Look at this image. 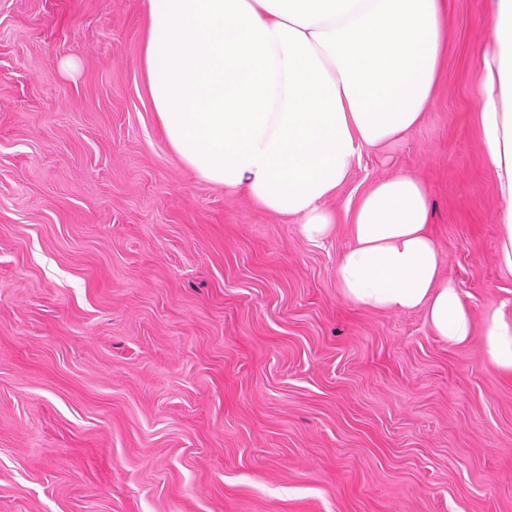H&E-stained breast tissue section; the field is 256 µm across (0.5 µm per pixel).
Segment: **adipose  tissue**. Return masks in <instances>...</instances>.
Instances as JSON below:
<instances>
[{"label": "adipose tissue", "mask_w": 512, "mask_h": 512, "mask_svg": "<svg viewBox=\"0 0 512 512\" xmlns=\"http://www.w3.org/2000/svg\"><path fill=\"white\" fill-rule=\"evenodd\" d=\"M143 71L168 147L201 179L331 234L327 202L362 154L422 123L448 31L443 0H146ZM480 28L477 128L503 203L497 262L512 269V0ZM428 193L408 174L377 181L349 214L337 262L348 301L424 311L464 344L472 316L427 231ZM491 365L512 372V319L486 317Z\"/></svg>", "instance_id": "obj_1"}]
</instances>
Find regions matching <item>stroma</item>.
<instances>
[{
  "mask_svg": "<svg viewBox=\"0 0 512 512\" xmlns=\"http://www.w3.org/2000/svg\"><path fill=\"white\" fill-rule=\"evenodd\" d=\"M447 3L426 120L363 154L312 240L168 147L145 0H0V512H512L491 3ZM397 173L428 190L467 344L337 287L348 208ZM484 346L491 365L499 371L511 373L512 319H506L499 311L488 314Z\"/></svg>",
  "mask_w": 512,
  "mask_h": 512,
  "instance_id": "1",
  "label": "stroma"
}]
</instances>
